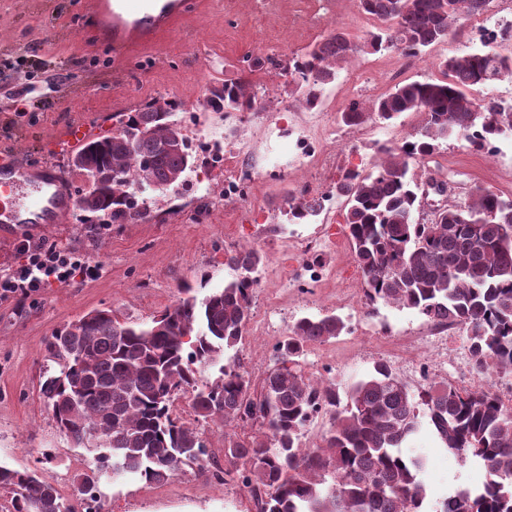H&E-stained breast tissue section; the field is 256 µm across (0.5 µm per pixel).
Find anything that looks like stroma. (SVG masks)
<instances>
[{
	"label": "stroma",
	"instance_id": "1",
	"mask_svg": "<svg viewBox=\"0 0 512 512\" xmlns=\"http://www.w3.org/2000/svg\"><path fill=\"white\" fill-rule=\"evenodd\" d=\"M478 25L497 29L512 25V18L488 8L464 20L447 42L407 69L401 68L402 56L394 50L355 56L327 85L318 120H311L298 104L296 79L287 73L276 78V103L225 118L207 111L205 88L227 78L253 85L266 82L267 71L248 69L243 61L247 55L292 58L335 27L355 38L365 36L371 26L363 19L359 0H197L159 39L122 54L97 36L90 0H0V150L12 151L27 166L54 165L76 194L83 179L68 165L72 149L65 141L74 121H82L88 135L106 134L114 113L153 99H172L191 109L197 128L240 148L248 175L242 196L228 201L219 176L207 174L200 159L183 185L148 192V221L113 224L99 237L74 219L35 230V239L84 252L100 273L92 280L78 278L23 299L0 301V463L37 471L69 502H76L77 478L89 454L67 442L40 393L45 339L95 309L112 307L122 316L147 322L174 304L180 287L205 297L233 279L224 254L248 239L259 245L264 269L287 273L288 261L276 249L281 232L290 228L315 237L327 223L342 224L343 203L334 195L340 170L363 167L375 143L402 142L424 122L421 113L408 112L390 124L372 118L353 127L342 120L346 107L357 99L376 98L406 79H440V58L479 48L472 34ZM287 124L304 128L321 154L336 155L335 169L286 175L264 164L266 148L288 151L287 139L277 135ZM498 146L499 160L493 163L464 141L444 139L424 168L439 172L464 198L478 186L512 195V183L496 174L497 167L512 166V137L500 139ZM304 184L314 187L316 195L331 196V205L318 218L293 226L286 200ZM336 240L335 263L350 277L351 288H319L308 280L283 288L275 278L262 280L254 291L252 312L267 313V304L277 302L276 312L269 313L276 334L244 333L225 352L223 365L241 368L260 382L271 367L276 337L287 335L300 317L334 313L345 320L347 332L308 345L305 368L309 375L334 383L339 393L365 379L379 361L392 365L414 387L432 380L466 386L475 373L464 332H457L448 355L438 357L432 378H424L417 368L428 353L419 341L428 327L425 317L383 303L352 305V298L363 295L362 276L344 233H337ZM47 448L52 451L48 459L42 455ZM406 449L427 459L428 502L447 497L458 484L479 482L480 464L460 467L431 431H422ZM99 491L102 512H254L240 483L188 466L161 484L105 477Z\"/></svg>",
	"mask_w": 512,
	"mask_h": 512
}]
</instances>
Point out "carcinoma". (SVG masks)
Here are the masks:
<instances>
[{"instance_id": "carcinoma-1", "label": "carcinoma", "mask_w": 512, "mask_h": 512, "mask_svg": "<svg viewBox=\"0 0 512 512\" xmlns=\"http://www.w3.org/2000/svg\"><path fill=\"white\" fill-rule=\"evenodd\" d=\"M489 4L360 0L377 31L356 40L336 27L281 68L298 77L300 101L314 109L349 59L390 50L416 58ZM508 60L484 45L440 60L437 81L408 79L367 104L352 101L342 116L347 125L372 115L391 122L407 112L424 114V125L411 141L375 144L367 166L343 171L336 182L367 301L463 328L472 368L485 377L512 374V198L477 186L469 201L426 219L420 216L424 181L410 164L431 158L450 135L492 141L512 132V103L469 95L473 86L511 77ZM257 101L245 81L226 79L210 88L206 109L244 112ZM182 111L175 100L147 102L121 114L112 133L76 149L82 170L98 178L95 194L80 207L82 223L105 217L114 224L144 222L148 211L137 208L136 192L184 182L196 153L173 119ZM287 204L299 221L324 208L320 200L293 194ZM262 261L256 246L228 251L224 264L237 277L202 300L183 287V297L149 322L95 310L46 340L40 392L64 437L91 454L78 477L82 512H101L96 491L105 475L132 473L163 483L184 466L207 471L217 465L197 427L173 415L181 391L191 392L199 420L226 428L261 424L254 436L224 435V460L233 466L224 475L242 484L256 512H512V413L496 394L436 383L415 391L389 364L377 362L343 400L335 384L313 380L303 367L307 345L346 331L338 315L298 319L272 345L273 366L257 393L249 375L235 369L198 383L197 374L241 340ZM321 413L330 427L322 445L307 448L301 430ZM424 425L457 460L486 468L489 482L476 490L461 484L425 510L426 463L401 452ZM0 490L11 494L8 512H76L32 470L0 465Z\"/></svg>"}]
</instances>
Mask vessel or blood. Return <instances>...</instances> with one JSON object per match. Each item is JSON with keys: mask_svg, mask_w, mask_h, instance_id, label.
Returning <instances> with one entry per match:
<instances>
[{"mask_svg": "<svg viewBox=\"0 0 512 512\" xmlns=\"http://www.w3.org/2000/svg\"><path fill=\"white\" fill-rule=\"evenodd\" d=\"M186 8L185 0H95L100 36L120 52L154 40ZM75 200L49 165L30 168L9 151L0 152V230L13 224H64Z\"/></svg>", "mask_w": 512, "mask_h": 512, "instance_id": "vessel-or-blood-1", "label": "vessel or blood"}]
</instances>
